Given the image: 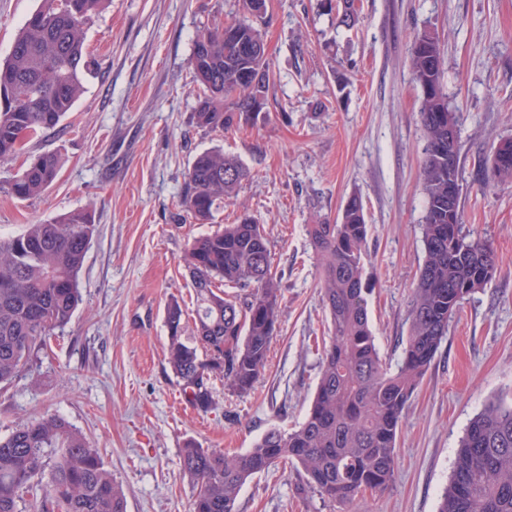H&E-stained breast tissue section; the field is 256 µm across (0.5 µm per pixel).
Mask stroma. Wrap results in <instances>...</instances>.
Listing matches in <instances>:
<instances>
[{
	"mask_svg": "<svg viewBox=\"0 0 512 512\" xmlns=\"http://www.w3.org/2000/svg\"><path fill=\"white\" fill-rule=\"evenodd\" d=\"M38 0H0V62ZM354 29L336 28L320 0H267L266 52L276 99L254 127L197 126L191 58L201 31L238 14L236 0H110L84 39V92L30 157L58 154L55 182L18 200L8 185L20 162L0 164V235L81 208L95 232L79 274L82 300L47 351L0 386V434L46 412L63 416L100 453L127 512H189L179 471L187 441L244 452L270 429L301 423L319 376L328 318L308 227L336 220L351 194L367 222L364 280L383 358L397 361L410 330L412 289L424 262L426 145L419 87L409 65L414 35L434 30L444 84L459 120L462 222L491 239L499 272L465 301L413 395L397 441L395 479L354 512H437L458 443L488 403L512 400V182L486 184L493 147L512 138V0H358ZM220 148L249 176L212 223L178 200L194 156ZM247 208L263 224L283 294L267 366L245 396L212 380L217 406L187 407L166 358L165 308H194L181 257L194 238ZM238 512H342L302 489L289 465L249 480Z\"/></svg>",
	"mask_w": 512,
	"mask_h": 512,
	"instance_id": "35a3bbf8",
	"label": "stroma"
}]
</instances>
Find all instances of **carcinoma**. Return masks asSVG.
<instances>
[{
    "label": "carcinoma",
    "instance_id": "cac0c4a2",
    "mask_svg": "<svg viewBox=\"0 0 512 512\" xmlns=\"http://www.w3.org/2000/svg\"><path fill=\"white\" fill-rule=\"evenodd\" d=\"M108 0H40L0 63V162L18 158L26 139L57 128L82 93L90 65L84 27ZM336 26L352 29L356 0H327ZM240 16L200 33L192 65L201 93L197 124L225 133L266 118L275 74L266 56L263 0H238ZM410 67L420 88V124L426 146L419 176L425 195L421 224L425 261L414 289L411 331L396 364L380 355L363 279L368 224L363 201L349 196L339 221L308 226L320 260L321 293L330 340L309 412L291 432L272 429L253 447L227 457L189 442L180 468L193 486L191 512H237L243 486L278 463L293 465L303 486L323 500L351 506L382 493L395 475L396 440L412 395L428 371L451 318L498 273L490 241L462 224L459 124L444 91V54L428 28L413 39ZM62 166L55 153L31 161L9 184L17 199L40 196ZM487 180L512 181V138L501 140L485 169ZM248 177L237 158L221 150L197 154L179 206L199 224ZM95 231L92 211H69L48 222L0 236V384L16 379L31 354L66 326L79 303L78 274ZM183 262L194 290L193 327L176 300L165 311L167 360L187 400L199 411L216 407L212 385L195 380L222 361L224 386L247 395L264 371L281 315L282 293L273 274L263 227L244 213L195 239ZM235 289L229 295L225 289ZM56 454L43 484L47 451ZM126 512L120 486L92 443L62 416L46 413L0 435V512ZM438 512H512V404L490 402L469 423Z\"/></svg>",
    "mask_w": 512,
    "mask_h": 512
}]
</instances>
